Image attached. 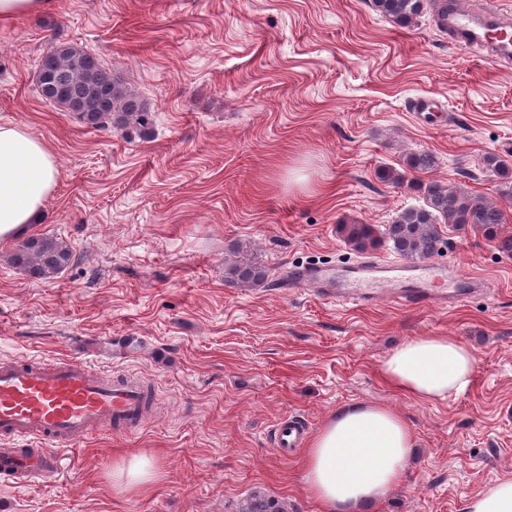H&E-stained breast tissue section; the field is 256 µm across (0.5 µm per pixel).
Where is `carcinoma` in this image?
Segmentation results:
<instances>
[{
    "label": "carcinoma",
    "instance_id": "obj_1",
    "mask_svg": "<svg viewBox=\"0 0 512 512\" xmlns=\"http://www.w3.org/2000/svg\"><path fill=\"white\" fill-rule=\"evenodd\" d=\"M374 11L396 23L408 26L420 16L424 0H371ZM37 89L43 100L73 113L85 126L117 130L145 129L151 113L141 97L101 60L72 42H59L42 56ZM436 157L421 150L410 154L407 166L425 172L436 165ZM484 166L498 176L512 171L500 157L490 153ZM423 192L424 205L399 212L386 225L383 235L392 249L407 260H426L439 251L437 225L449 224L457 230L477 227L498 249L512 255V236H500L504 224L501 208L485 197L456 186L438 183L416 184ZM345 240L358 251L378 244L371 224H344ZM72 261L70 248L52 236L25 239L11 256V262L35 279H51L66 270ZM225 281L232 284H257L267 278L264 267L252 261L225 266Z\"/></svg>",
    "mask_w": 512,
    "mask_h": 512
}]
</instances>
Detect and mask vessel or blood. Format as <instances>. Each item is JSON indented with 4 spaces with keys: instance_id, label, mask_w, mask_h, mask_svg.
Returning <instances> with one entry per match:
<instances>
[{
    "instance_id": "1",
    "label": "vessel or blood",
    "mask_w": 512,
    "mask_h": 512,
    "mask_svg": "<svg viewBox=\"0 0 512 512\" xmlns=\"http://www.w3.org/2000/svg\"><path fill=\"white\" fill-rule=\"evenodd\" d=\"M442 27L455 45L481 46L493 59H512V18L496 10L476 13L463 0H448ZM390 271L384 260L372 257L344 276L325 267H301L288 278L336 302L374 303L381 284L388 282L389 298L396 305L447 306L449 294L442 287L446 268L409 266L397 277ZM143 408V388L134 376L99 377L78 359L1 358L0 475L24 484L55 473L60 450L98 431L133 429ZM305 435L301 418L280 422L274 442L281 456L292 455Z\"/></svg>"
}]
</instances>
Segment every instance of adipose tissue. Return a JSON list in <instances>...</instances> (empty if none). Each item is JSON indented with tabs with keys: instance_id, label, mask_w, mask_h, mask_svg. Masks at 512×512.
<instances>
[{
	"instance_id": "ef3b65f1",
	"label": "adipose tissue",
	"mask_w": 512,
	"mask_h": 512,
	"mask_svg": "<svg viewBox=\"0 0 512 512\" xmlns=\"http://www.w3.org/2000/svg\"><path fill=\"white\" fill-rule=\"evenodd\" d=\"M48 145L26 128L0 125V234L32 224L55 188ZM476 368L474 351L446 334L418 336L395 347L381 374L417 401L464 392ZM416 439L403 418L378 404H354L334 414L312 438L305 481L325 512H363L399 485Z\"/></svg>"
}]
</instances>
